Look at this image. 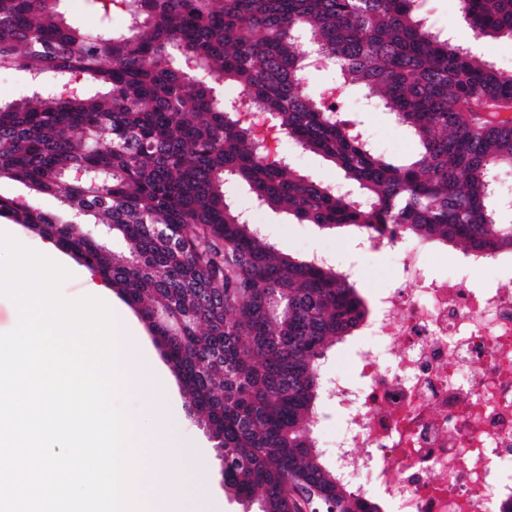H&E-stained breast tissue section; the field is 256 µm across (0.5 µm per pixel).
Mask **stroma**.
Instances as JSON below:
<instances>
[{
	"instance_id": "1",
	"label": "stroma",
	"mask_w": 512,
	"mask_h": 512,
	"mask_svg": "<svg viewBox=\"0 0 512 512\" xmlns=\"http://www.w3.org/2000/svg\"><path fill=\"white\" fill-rule=\"evenodd\" d=\"M427 7L437 25L451 30L463 44L478 43L480 53L505 71H512V44L495 38L475 40L472 31L461 22L457 0H428ZM363 120L376 147L391 157H406L414 154L416 143L391 116L382 109L361 113ZM258 219L264 226L265 234L274 241L283 252L304 258L315 248H337L342 258L353 255L350 237L346 232L322 233L310 224H299L284 214L270 211L259 213ZM12 235L25 246L43 253L63 266L72 268L73 275L62 286L66 298L81 297L88 270L69 253L58 248L54 242L30 232L20 224H11ZM113 307L127 320L128 329L140 339L141 352L151 356L155 369L168 383L167 400L179 413L182 421V437L191 444L196 453L183 459V468L199 472L208 489L210 512H246L245 505L229 494L222 483V461L215 449L210 434L194 415L189 396L173 373L169 363L158 349L146 323L137 311L118 293H111Z\"/></svg>"
}]
</instances>
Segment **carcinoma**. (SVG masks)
<instances>
[{
    "instance_id": "1",
    "label": "carcinoma",
    "mask_w": 512,
    "mask_h": 512,
    "mask_svg": "<svg viewBox=\"0 0 512 512\" xmlns=\"http://www.w3.org/2000/svg\"><path fill=\"white\" fill-rule=\"evenodd\" d=\"M59 0H0V217L74 255L138 310L223 450L224 488L257 512H381L321 461L313 416L328 350L370 314L356 281L282 252L234 199L324 231L512 252L494 176L512 169V74L429 22L425 0H94L120 31L73 27ZM480 37L512 42V0H459ZM324 59L331 80L304 92ZM89 84L101 90L90 94ZM360 98L418 144L381 154L347 115ZM341 173L343 190L269 149ZM57 195L61 213L35 199ZM89 226L74 227L75 221ZM125 241L118 253L105 239ZM32 91L30 75L22 69L0 73V100L14 101L29 96ZM283 152L289 161L302 173L311 174L327 184L340 182L339 173L335 166L324 161L321 157L307 153L289 142L283 143Z\"/></svg>"
}]
</instances>
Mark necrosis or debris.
Returning <instances> with one entry per match:
<instances>
[{
  "label": "necrosis or debris",
  "mask_w": 512,
  "mask_h": 512,
  "mask_svg": "<svg viewBox=\"0 0 512 512\" xmlns=\"http://www.w3.org/2000/svg\"><path fill=\"white\" fill-rule=\"evenodd\" d=\"M410 240L331 383L336 466L387 512H503L512 493V284L429 272Z\"/></svg>",
  "instance_id": "4bbe7bcc"
}]
</instances>
